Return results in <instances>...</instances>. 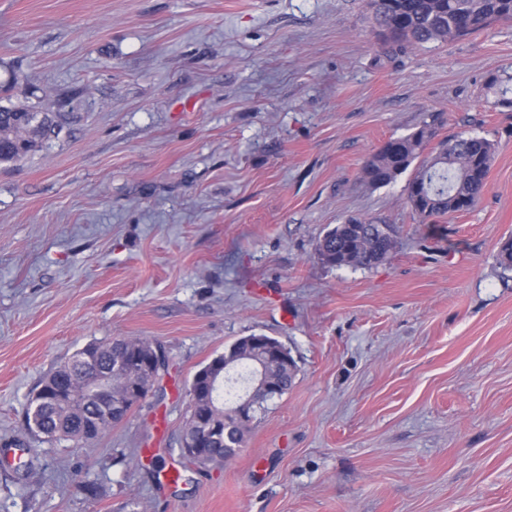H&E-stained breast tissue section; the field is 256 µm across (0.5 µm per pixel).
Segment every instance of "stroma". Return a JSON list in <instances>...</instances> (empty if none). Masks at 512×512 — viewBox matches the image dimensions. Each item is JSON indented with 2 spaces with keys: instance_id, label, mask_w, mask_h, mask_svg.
Wrapping results in <instances>:
<instances>
[{
  "instance_id": "1",
  "label": "stroma",
  "mask_w": 512,
  "mask_h": 512,
  "mask_svg": "<svg viewBox=\"0 0 512 512\" xmlns=\"http://www.w3.org/2000/svg\"><path fill=\"white\" fill-rule=\"evenodd\" d=\"M511 80L512 21L400 53L368 0H0V106L54 120L0 164V512H512ZM430 121L497 152L422 224L362 166ZM361 214L390 259L322 263ZM251 334L292 387L224 466L184 465L193 375ZM117 336L165 351L146 400L87 448L29 435L41 379Z\"/></svg>"
}]
</instances>
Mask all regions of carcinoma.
Returning <instances> with one entry per match:
<instances>
[{"mask_svg":"<svg viewBox=\"0 0 512 512\" xmlns=\"http://www.w3.org/2000/svg\"><path fill=\"white\" fill-rule=\"evenodd\" d=\"M375 27L387 34L398 50L428 43H444L477 33L491 23L512 19V0H369ZM53 126L46 112L26 106L0 107V162L20 159L39 147ZM436 128L423 123L415 131L391 138L364 162L368 185L381 187L413 169L405 186V201L421 220L452 215L475 206L487 186L495 157L493 141L458 132L439 141ZM379 222L366 217H349L328 230L315 244L318 258L332 267L371 268L387 261L396 247V235H384ZM157 342L149 338L93 341L58 364L41 380L44 401L37 411H25L24 426L46 441H71L90 445L104 433L101 407L87 401L76 372L81 358L108 366L135 356L148 355ZM270 376L279 384L278 396L292 386L295 366L273 364ZM191 414L182 436L206 413L222 429L217 441L201 456L188 461L200 467L224 464L246 443L249 425L224 423V397L213 394L206 382L192 379Z\"/></svg>","mask_w":512,"mask_h":512,"instance_id":"1","label":"carcinoma"}]
</instances>
